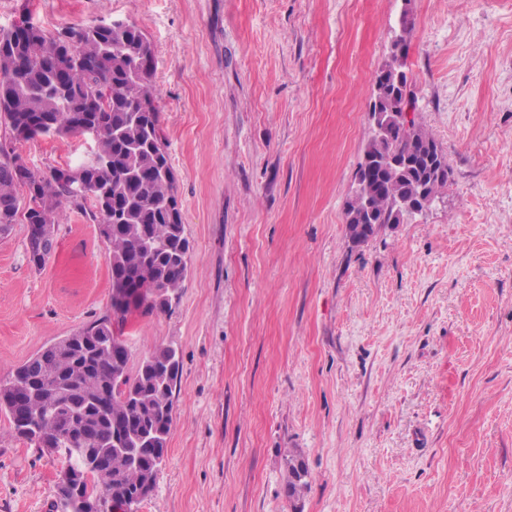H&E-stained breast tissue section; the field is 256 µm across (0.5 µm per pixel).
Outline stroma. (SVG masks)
<instances>
[{
	"label": "stroma",
	"mask_w": 512,
	"mask_h": 512,
	"mask_svg": "<svg viewBox=\"0 0 512 512\" xmlns=\"http://www.w3.org/2000/svg\"><path fill=\"white\" fill-rule=\"evenodd\" d=\"M442 201L367 244L343 211L404 4ZM52 30L120 18L151 40L193 245L178 303L129 316L130 367L174 345L166 464L138 512H512V0H0ZM0 145L41 170L90 138ZM0 235V381L111 310L107 244L66 210L29 266ZM300 453L309 485L285 492ZM60 458L0 413V512H48Z\"/></svg>",
	"instance_id": "1"
}]
</instances>
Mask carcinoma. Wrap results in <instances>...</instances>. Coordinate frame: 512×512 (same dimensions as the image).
I'll use <instances>...</instances> for the list:
<instances>
[{
	"instance_id": "1",
	"label": "carcinoma",
	"mask_w": 512,
	"mask_h": 512,
	"mask_svg": "<svg viewBox=\"0 0 512 512\" xmlns=\"http://www.w3.org/2000/svg\"><path fill=\"white\" fill-rule=\"evenodd\" d=\"M28 25L19 30L18 23ZM20 22L0 29V121L17 135L21 126L41 121L39 136L95 134L92 156L75 167L45 173L31 167L15 151L0 147V234L12 225L27 224L29 264L42 268L51 255L55 224L63 206L86 212L103 227L110 255L112 287L142 288V299L112 306V314L81 327L86 346L74 351L69 366H60L41 349L17 366L3 385L16 386L21 396L0 401V413L11 433L32 442L62 435L70 448H110L116 434L137 457V465L112 457L104 467L94 457L68 453L61 471L80 473L84 492L96 495L122 481L126 495L112 496V507L125 512L153 492L158 460L167 451L172 424L171 406L180 372L177 348L153 350L135 372L129 370L127 343L116 326L131 309L164 313L179 298L188 276V238L182 216L173 215L175 175L166 152L160 110L156 104L155 51L135 25L112 27L101 20L49 31L24 14ZM379 73L369 111L387 118L386 134L377 131L366 142L358 169L369 159L395 150L407 156L401 174L373 173L379 187L372 196L374 221L361 225L356 216L364 207L361 191L352 189L344 221L351 241L365 243L385 224L412 218L409 202L417 186L437 202L448 186L451 168L433 134L417 119V97L410 90L406 52L390 56ZM412 112L409 123L400 120ZM66 380L80 383L71 393L68 410L58 412L51 388ZM285 494L298 498L308 486L305 461L286 462Z\"/></svg>"
}]
</instances>
